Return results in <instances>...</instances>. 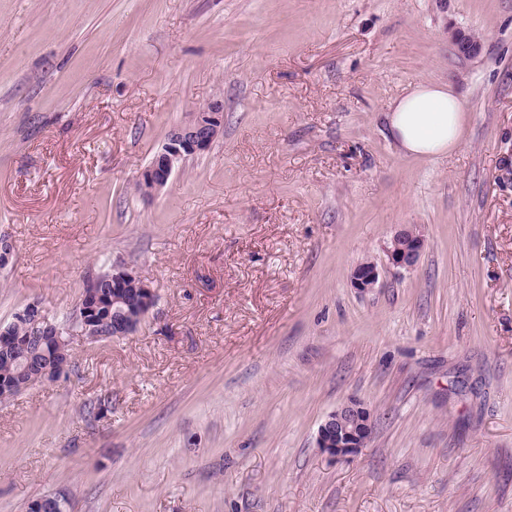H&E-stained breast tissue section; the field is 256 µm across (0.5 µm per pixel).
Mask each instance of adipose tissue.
Wrapping results in <instances>:
<instances>
[{"label": "adipose tissue", "mask_w": 512, "mask_h": 512, "mask_svg": "<svg viewBox=\"0 0 512 512\" xmlns=\"http://www.w3.org/2000/svg\"><path fill=\"white\" fill-rule=\"evenodd\" d=\"M465 113L462 98L448 85L423 79L391 103L384 119L401 154L432 158L460 147Z\"/></svg>", "instance_id": "ef3b65f1"}]
</instances>
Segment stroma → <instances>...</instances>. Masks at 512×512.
I'll list each match as a JSON object with an SVG mask.
<instances>
[{
    "label": "stroma",
    "mask_w": 512,
    "mask_h": 512,
    "mask_svg": "<svg viewBox=\"0 0 512 512\" xmlns=\"http://www.w3.org/2000/svg\"><path fill=\"white\" fill-rule=\"evenodd\" d=\"M422 79L467 106L431 159L383 123ZM0 237V323L39 304L72 350L0 403V512H512V0H0ZM115 265L156 304L93 341L71 315ZM351 399L372 439L332 462L317 429ZM224 122V104L213 101L194 113L185 125L175 129L168 142L140 173L139 189L151 197L165 188L182 159L207 149ZM425 239L409 227L399 229L391 240L387 257L389 263L396 268H413L424 249ZM378 278L377 267L370 262L359 265L353 270L351 284L359 291L365 292L375 287Z\"/></svg>",
    "instance_id": "stroma-1"
}]
</instances>
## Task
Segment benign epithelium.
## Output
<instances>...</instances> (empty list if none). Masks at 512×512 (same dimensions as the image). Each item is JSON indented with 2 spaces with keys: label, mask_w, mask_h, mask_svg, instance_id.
<instances>
[{
  "label": "benign epithelium",
  "mask_w": 512,
  "mask_h": 512,
  "mask_svg": "<svg viewBox=\"0 0 512 512\" xmlns=\"http://www.w3.org/2000/svg\"><path fill=\"white\" fill-rule=\"evenodd\" d=\"M224 122V103L213 101L194 113L185 125L175 129L168 142L140 173L139 189L147 197L165 188L182 159L207 149ZM423 236L409 227L399 229L391 240L387 257L396 268L414 267L424 249ZM379 273L373 263L357 266L351 276L354 288L365 292L375 287ZM156 301L154 289L139 272L114 266L106 273L104 286L85 295L76 308L74 326L91 340L106 338L100 321L111 310L118 315L112 320V337L132 333L144 320ZM14 321L29 328L39 345L60 351L70 345L69 330L48 319L40 306L33 303L16 314ZM27 338L13 335V325L0 326V355L10 357ZM31 364L23 365L9 379L0 380V391H22L28 385L26 374ZM374 424L370 410L360 401L349 400L329 413L317 429L316 447L332 462L357 455L371 439ZM28 512H66L62 502L52 496L32 501Z\"/></svg>",
  "instance_id": "1"
}]
</instances>
